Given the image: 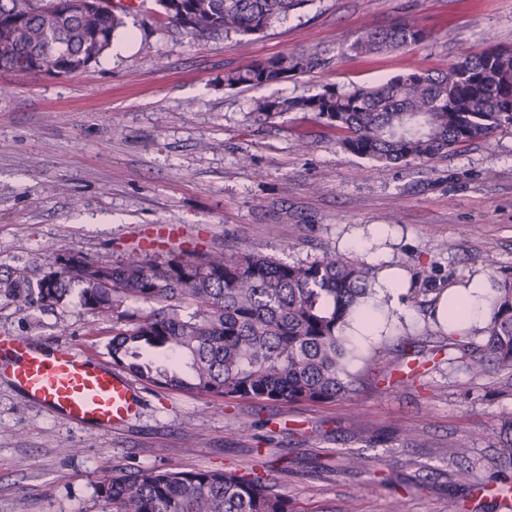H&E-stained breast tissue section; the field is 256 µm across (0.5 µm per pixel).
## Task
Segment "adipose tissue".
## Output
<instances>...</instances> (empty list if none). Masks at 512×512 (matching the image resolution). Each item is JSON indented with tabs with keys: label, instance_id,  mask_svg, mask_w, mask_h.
I'll use <instances>...</instances> for the list:
<instances>
[{
	"label": "adipose tissue",
	"instance_id": "ef3b65f1",
	"mask_svg": "<svg viewBox=\"0 0 512 512\" xmlns=\"http://www.w3.org/2000/svg\"><path fill=\"white\" fill-rule=\"evenodd\" d=\"M371 238L356 235L345 240V248L354 251L367 265L376 267L374 293L368 298L361 319L351 327L354 336L377 335L385 309L405 307L408 282L404 272L390 265L384 256L373 249ZM489 282L485 275L476 274L467 283L449 285L436 301L434 316L448 334L467 336L482 328L490 312Z\"/></svg>",
	"mask_w": 512,
	"mask_h": 512
}]
</instances>
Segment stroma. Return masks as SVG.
Listing matches in <instances>:
<instances>
[{
    "instance_id": "obj_1",
    "label": "stroma",
    "mask_w": 512,
    "mask_h": 512,
    "mask_svg": "<svg viewBox=\"0 0 512 512\" xmlns=\"http://www.w3.org/2000/svg\"><path fill=\"white\" fill-rule=\"evenodd\" d=\"M397 19L423 43L355 56L362 31ZM512 45V0H311L248 43L198 39L157 0L127 15L86 70L0 71V271L81 254L116 263L160 225L181 249L255 252L308 264L353 254L342 242L385 224L392 263L411 285L442 291L512 268V130L430 162L381 165L343 151L312 112L255 121L268 97L349 91L438 71L462 54ZM318 51L324 68L280 84L228 87L224 74L281 54ZM357 347L350 370L390 373L401 337L438 346L431 303ZM113 321L70 301L25 310L0 299V334L67 345L111 364ZM139 415L101 433L60 420L0 380V512H104V471L211 469L268 483L296 512H507L453 474L495 482L497 434L512 418V372L466 373L447 353L404 383L360 385L327 403H269L139 384Z\"/></svg>"
}]
</instances>
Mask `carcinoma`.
<instances>
[{
    "label": "carcinoma",
    "instance_id": "obj_1",
    "mask_svg": "<svg viewBox=\"0 0 512 512\" xmlns=\"http://www.w3.org/2000/svg\"><path fill=\"white\" fill-rule=\"evenodd\" d=\"M73 0H0V69L71 74L112 45L121 15L80 12ZM167 19L197 37L253 36L310 0H158ZM426 31L410 20L366 29L351 45L359 56L418 44ZM326 65L318 54H282L224 74V85L285 82ZM314 112L339 134L346 152L380 163L430 161L512 127V47L492 45L448 68L398 75L344 92L329 86L308 97L258 100L265 120ZM78 289L81 307L116 320L107 343L114 365L177 391L263 402H333L356 391L348 369L354 348L342 335L371 294L360 259L325 254L290 264L258 253H176L161 262L130 255L120 265L70 254L35 275L0 274V298L20 309H51ZM489 318L474 336L448 337L466 371L512 370V269L491 288ZM125 302L148 312H118ZM191 311L185 313L182 307ZM98 496L112 512H294L255 472L140 469L105 472Z\"/></svg>",
    "mask_w": 512,
    "mask_h": 512
}]
</instances>
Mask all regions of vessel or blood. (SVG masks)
<instances>
[{"mask_svg": "<svg viewBox=\"0 0 512 512\" xmlns=\"http://www.w3.org/2000/svg\"><path fill=\"white\" fill-rule=\"evenodd\" d=\"M0 379L56 417L99 432L129 421L141 408L140 393L127 377L68 347L49 349L32 338L0 336Z\"/></svg>", "mask_w": 512, "mask_h": 512, "instance_id": "vessel-or-blood-1", "label": "vessel or blood"}]
</instances>
